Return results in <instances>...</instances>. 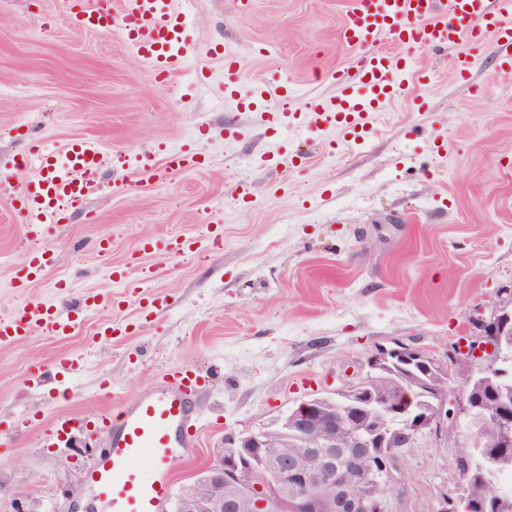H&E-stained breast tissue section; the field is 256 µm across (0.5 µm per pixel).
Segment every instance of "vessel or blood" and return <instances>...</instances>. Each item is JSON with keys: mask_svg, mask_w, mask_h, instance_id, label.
Segmentation results:
<instances>
[{"mask_svg": "<svg viewBox=\"0 0 512 512\" xmlns=\"http://www.w3.org/2000/svg\"><path fill=\"white\" fill-rule=\"evenodd\" d=\"M67 2L83 29L120 30L125 44L160 77L178 69L187 53L188 30L171 0H126L125 7L112 12L101 10L94 0ZM489 33L512 42V0H349L339 42L353 51L354 58L347 69L333 75L335 98L309 99L302 111L272 112L268 121L292 125L310 119L360 138L379 107L402 92L411 67L409 59L376 48L378 38L385 35L403 46L455 50L454 65L464 73L475 63L472 45ZM242 90L237 61L225 57V96H241ZM28 156L39 178L23 185L19 211L28 234L34 236L40 227L57 221L65 206L79 204L93 193L102 156L90 139L73 142L62 154L39 143ZM76 322L72 311L33 302L18 315L0 320V345L12 344L36 327L65 336ZM196 384L188 374L176 373L136 403L101 416L110 448L90 463L86 474L111 501L114 512H167L172 469L199 445L189 432ZM143 458L152 463L148 479L141 478L136 467Z\"/></svg>", "mask_w": 512, "mask_h": 512, "instance_id": "vessel-or-blood-1", "label": "vessel or blood"}]
</instances>
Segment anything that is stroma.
Segmentation results:
<instances>
[{
    "instance_id": "obj_1",
    "label": "stroma",
    "mask_w": 512,
    "mask_h": 512,
    "mask_svg": "<svg viewBox=\"0 0 512 512\" xmlns=\"http://www.w3.org/2000/svg\"><path fill=\"white\" fill-rule=\"evenodd\" d=\"M187 15L188 62L159 79L116 31H88L65 0H0V317L40 301L66 310L95 294L70 335L37 328L0 346V512L25 494L32 512H80L91 459L108 446L95 423L174 369L203 383L194 398L199 452L173 472L179 494L230 434L254 431L375 348L401 341L439 361L476 318L512 295V69L487 37L467 75L452 52L404 47L428 85L376 112L362 147L336 128L283 132L267 114L332 98L329 76L352 52L338 41L349 0H173ZM245 87L224 96V57ZM287 83L293 95L274 89ZM237 137L225 136V127ZM62 151L96 141L98 192L30 239L10 205L34 167L31 140ZM185 151L194 167L145 180ZM194 238L192 253L128 256L144 239ZM53 266L25 280L27 257ZM67 281L58 290V281ZM168 298L159 310L129 286ZM110 322L129 335L109 344ZM78 369H57L59 357ZM456 433H425L400 461L390 512H430L456 497Z\"/></svg>"
}]
</instances>
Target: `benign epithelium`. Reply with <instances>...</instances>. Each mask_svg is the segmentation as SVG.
I'll return each instance as SVG.
<instances>
[{
	"instance_id": "7a95c632",
	"label": "benign epithelium",
	"mask_w": 512,
	"mask_h": 512,
	"mask_svg": "<svg viewBox=\"0 0 512 512\" xmlns=\"http://www.w3.org/2000/svg\"><path fill=\"white\" fill-rule=\"evenodd\" d=\"M478 327L479 337L467 341L465 351H456L445 365L403 342L377 348L365 371L351 381L339 379L334 390L346 402L362 404L361 414L313 398L256 431L226 437L224 446L214 449L210 464L182 490L175 512H389V498L377 491L378 479L397 483L399 461L418 437L474 423L497 429L495 447L459 451L455 466L462 494L455 500L441 496L431 512H509L511 495L489 499L474 491L470 478L479 471L483 481H490L492 471L485 463L504 457L512 447V372L500 363V352L512 347V303L495 308ZM463 360L471 369L467 384L488 390L490 397L461 393L422 406L427 391L456 381ZM398 363L422 368L437 377L436 384L429 386L420 378L394 382L389 372ZM389 415L401 419L399 429L387 428ZM310 436L317 447L301 454L268 451L276 442ZM346 448L376 456L373 467L354 484L336 473V451Z\"/></svg>"
}]
</instances>
